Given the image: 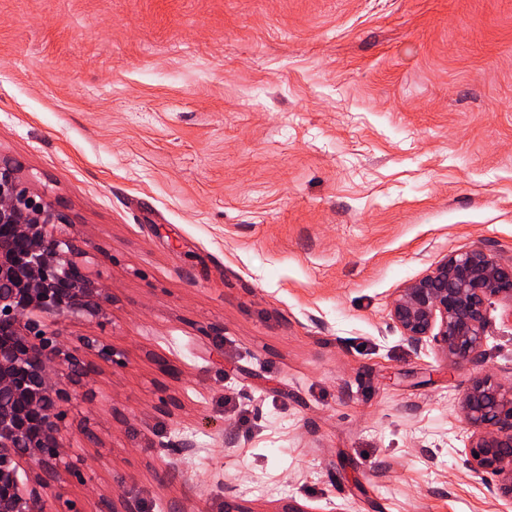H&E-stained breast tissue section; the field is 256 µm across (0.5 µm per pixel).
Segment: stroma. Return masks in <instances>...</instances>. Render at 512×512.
<instances>
[{
	"label": "stroma",
	"instance_id": "stroma-1",
	"mask_svg": "<svg viewBox=\"0 0 512 512\" xmlns=\"http://www.w3.org/2000/svg\"><path fill=\"white\" fill-rule=\"evenodd\" d=\"M0 160L87 243L112 345L60 438L81 512H512L449 368L392 323L512 258V0H0Z\"/></svg>",
	"mask_w": 512,
	"mask_h": 512
}]
</instances>
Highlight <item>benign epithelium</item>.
<instances>
[{
	"instance_id": "1",
	"label": "benign epithelium",
	"mask_w": 512,
	"mask_h": 512,
	"mask_svg": "<svg viewBox=\"0 0 512 512\" xmlns=\"http://www.w3.org/2000/svg\"><path fill=\"white\" fill-rule=\"evenodd\" d=\"M65 222L15 167L0 164V512H80L47 495L62 472L81 477L67 465L58 437L73 398L58 371L79 383L90 375L88 355L116 362L112 346L94 336L63 350L45 323L96 318L102 310V289L78 261L84 242L50 231ZM494 299L512 307V263L477 246L405 284L390 317L412 347L429 344L453 365L475 362ZM460 415L471 432L470 467L493 476L491 490L512 501V384L488 374L475 378Z\"/></svg>"
}]
</instances>
